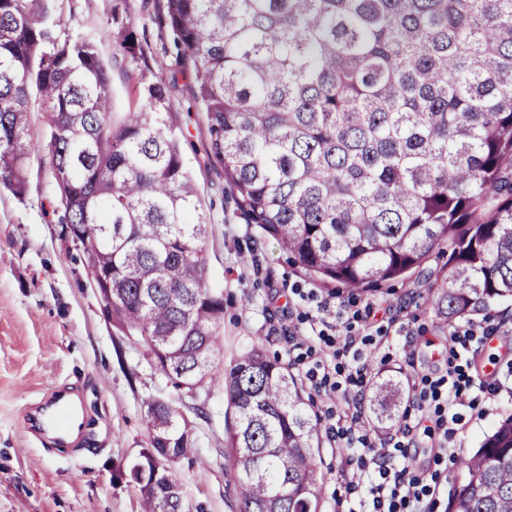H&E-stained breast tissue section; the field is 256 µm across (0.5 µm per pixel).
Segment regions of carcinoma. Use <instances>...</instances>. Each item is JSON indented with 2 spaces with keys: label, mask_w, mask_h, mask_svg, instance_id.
I'll return each mask as SVG.
<instances>
[{
  "label": "carcinoma",
  "mask_w": 512,
  "mask_h": 512,
  "mask_svg": "<svg viewBox=\"0 0 512 512\" xmlns=\"http://www.w3.org/2000/svg\"><path fill=\"white\" fill-rule=\"evenodd\" d=\"M46 14L45 0H0V190L26 195L36 98L64 221L88 274L110 283L109 323L177 386H224L236 512H321L320 439L288 367L259 345L214 365L210 219L154 116L163 77L136 65L146 103L115 119L111 66L92 42L55 37ZM161 23L236 209L306 278L365 292L445 243L443 323L512 301V0H166ZM403 394L397 379L373 384L378 422ZM180 417L152 402L150 447L117 470L143 512H183L167 475L193 448ZM460 465L448 512H512V414Z\"/></svg>",
  "instance_id": "cac0c4a2"
}]
</instances>
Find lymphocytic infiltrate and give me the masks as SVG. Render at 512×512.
I'll return each instance as SVG.
<instances>
[{
    "label": "lymphocytic infiltrate",
    "instance_id": "lymphocytic-infiltrate-1",
    "mask_svg": "<svg viewBox=\"0 0 512 512\" xmlns=\"http://www.w3.org/2000/svg\"><path fill=\"white\" fill-rule=\"evenodd\" d=\"M296 333L319 337L332 347V356L352 361L345 381L355 385L356 390L347 409L336 421V436L350 447L359 444L374 448L372 462L378 476L369 489V500L364 503L367 512H433L437 479L410 475L407 471L395 469L392 462L396 454L416 447L419 436L423 434L437 436L438 447H447L463 420V409L470 405L467 391L472 384L471 378L465 377L460 367L450 368L447 379L431 382L428 391L416 396V414L404 419L398 436L382 439L374 446L362 425L365 400L362 384L368 366L361 358V350L368 340L367 334L346 324L342 310L327 301L320 303L317 315L308 318L306 326L297 328ZM329 357L314 358L309 370L310 377L318 378L323 387L331 381Z\"/></svg>",
    "mask_w": 512,
    "mask_h": 512
}]
</instances>
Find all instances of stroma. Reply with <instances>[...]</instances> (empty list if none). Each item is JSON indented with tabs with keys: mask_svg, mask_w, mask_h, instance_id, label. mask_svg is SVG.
Masks as SVG:
<instances>
[{
	"mask_svg": "<svg viewBox=\"0 0 512 512\" xmlns=\"http://www.w3.org/2000/svg\"><path fill=\"white\" fill-rule=\"evenodd\" d=\"M164 6L165 0H48L47 21L59 39L88 38L111 61L116 112L132 111L137 102L127 78L129 63L114 56L112 33L118 25L129 26L146 62L163 75V117L175 127L210 216L207 284L224 299L215 360L228 368L240 353L259 345L269 358L289 365L322 439V512H336L339 499L353 504L365 496V486L350 490L346 484L358 474V462L370 461L372 453L361 446L347 452L338 446L327 412L343 407L346 394L316 387L309 379L305 353L320 341L295 336L296 322L275 292L296 289L291 301L301 314L315 311L331 296L351 313L375 307L383 333L370 336L363 348L371 377L418 381L444 367L451 355L449 329L432 305L445 259L431 253L406 279L361 293L341 284L324 288L299 275L272 238L241 218L222 168L209 159L206 118L194 102L189 74L176 62L172 37L160 23ZM61 216L48 161L33 151L25 197L0 191V512H140L138 490L117 480L116 470L148 447L145 415L158 399L183 412L192 436L191 455L171 465L184 512H236L223 454V386L195 396L175 387L154 369L142 344L112 328ZM471 322L486 330L466 354L475 380L468 395L476 407L464 409L452 447L435 466L440 492L434 512H444L463 476L460 458L479 448L512 414V338L498 334L499 328L512 326V302L491 304ZM69 383L79 384L87 416L78 456L51 451L25 421L30 404ZM196 402L204 404L206 418L193 413Z\"/></svg>",
	"mask_w": 512,
	"mask_h": 512,
	"instance_id": "35a3bbf8",
	"label": "stroma"
}]
</instances>
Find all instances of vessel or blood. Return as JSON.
I'll use <instances>...</instances> for the list:
<instances>
[{"label":"vessel or blood","instance_id":"obj_1","mask_svg":"<svg viewBox=\"0 0 512 512\" xmlns=\"http://www.w3.org/2000/svg\"><path fill=\"white\" fill-rule=\"evenodd\" d=\"M32 421L50 438L52 447H74L86 424V412L80 394L71 389L55 391L35 407Z\"/></svg>","mask_w":512,"mask_h":512}]
</instances>
